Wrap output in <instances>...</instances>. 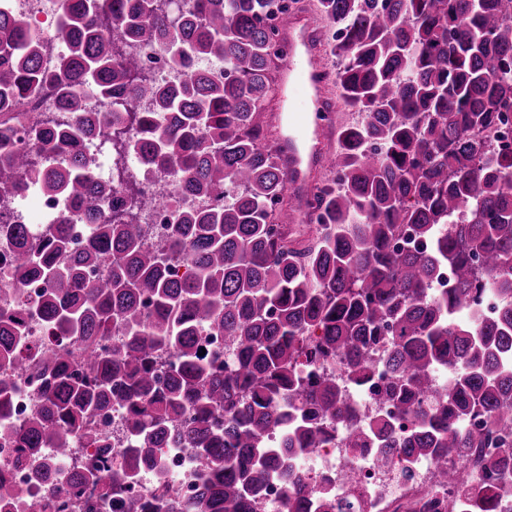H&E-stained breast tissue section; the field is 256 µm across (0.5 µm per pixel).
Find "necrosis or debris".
I'll return each mask as SVG.
<instances>
[{
	"label": "necrosis or debris",
	"instance_id": "4bbe7bcc",
	"mask_svg": "<svg viewBox=\"0 0 512 512\" xmlns=\"http://www.w3.org/2000/svg\"><path fill=\"white\" fill-rule=\"evenodd\" d=\"M135 180L141 199H162L166 208L142 211L143 222L153 227V240L165 243L186 211H196L218 206L216 198L185 191L176 175L160 171L129 153L117 161ZM0 224H27L32 237H41L45 225L65 224L69 227L71 250L81 249L87 238L88 221L71 204L59 197L37 196L24 190L20 201L12 206L0 207ZM390 337H383L373 351V366L364 381L348 383L344 396L357 414L366 420L389 419L397 410L381 405L377 394L390 380L385 364ZM166 463L168 477L177 481L180 501L190 505V512H210L205 498L199 494L194 470L187 451L182 448H164L160 451ZM13 448L0 449V470L6 471L19 490L22 499L17 502L18 512H24L29 504L41 497L42 486L34 478V472L42 463L40 457H31L25 468L12 467ZM376 451L372 448L348 447L341 428L327 427L318 447L305 454L306 462L301 471L315 492H327L335 505L354 503L355 512H392L393 505L412 501L413 512H433L431 505L455 495L452 486H441L433 478L431 464L410 460L397 453H389L384 466L374 463ZM448 466L460 472L467 483L470 499L482 498L487 489H495L498 495L497 512H512V480L488 484L483 478L482 467L472 459H452Z\"/></svg>",
	"mask_w": 512,
	"mask_h": 512
}]
</instances>
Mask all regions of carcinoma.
I'll return each mask as SVG.
<instances>
[{"label":"carcinoma","instance_id":"obj_1","mask_svg":"<svg viewBox=\"0 0 512 512\" xmlns=\"http://www.w3.org/2000/svg\"><path fill=\"white\" fill-rule=\"evenodd\" d=\"M297 2L64 0L51 72L44 42L0 5V126L47 92L70 114L66 123L41 116L27 147L0 156L1 204L33 179L42 195L93 215L112 207L86 144L101 130L93 100L112 105L118 153L150 156L187 190L224 197L159 250L132 211L89 225L79 252L65 224L39 239L26 224L6 226L17 278L44 282L33 307L46 339L35 357L23 352L21 314L0 307V369L30 375L40 395L0 441L21 450L17 466L51 451L32 512L67 508L65 481L95 492L82 512L106 499L120 509L139 469L165 470L156 450L171 443L190 450L211 512H257L258 490L275 476L288 479L294 512H312L291 460L327 422L346 430L350 448L427 457L438 481L462 489L448 460L492 441L503 449L492 468L512 476V150L499 144L512 113V0H318L334 29L336 91L356 118L338 134L333 177L315 187L320 223L300 239L279 223L286 180L264 120L275 20ZM133 41L158 44L182 79L157 83L128 51ZM200 60L215 68L197 69ZM47 151L67 155L66 172L42 167ZM404 230L411 249L397 246ZM174 259L187 265L181 276L170 273ZM91 268L102 273L88 282ZM444 268L453 285L433 294ZM488 291L500 308L483 316ZM385 329L392 376L379 399L397 408L398 432L358 424L336 377L310 388L302 372L340 356L363 376ZM114 330L118 343L100 347ZM203 332L232 348L229 372L220 354H202ZM106 409L124 414L122 464L110 476L64 472L79 440L112 453L93 424ZM476 415L491 421L483 438L469 430ZM273 428L283 432L276 444ZM177 494L162 483L135 512H177ZM466 499L448 498L443 512H476Z\"/></svg>","mask_w":512,"mask_h":512}]
</instances>
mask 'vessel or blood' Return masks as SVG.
<instances>
[{
  "instance_id": "vessel-or-blood-1",
  "label": "vessel or blood",
  "mask_w": 512,
  "mask_h": 512,
  "mask_svg": "<svg viewBox=\"0 0 512 512\" xmlns=\"http://www.w3.org/2000/svg\"><path fill=\"white\" fill-rule=\"evenodd\" d=\"M279 39L288 49V62L279 72L278 90L290 109L271 114L270 120L280 128L275 148L288 186L286 221L299 224L307 219L317 172L333 160L324 149L328 132L313 120L314 113L330 110L331 105L325 91L316 18L304 12L284 17Z\"/></svg>"
}]
</instances>
